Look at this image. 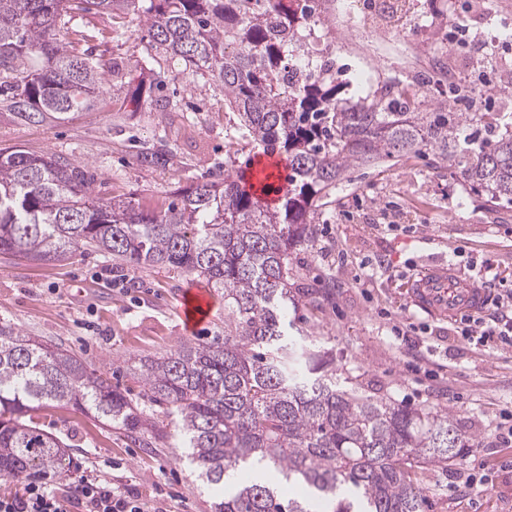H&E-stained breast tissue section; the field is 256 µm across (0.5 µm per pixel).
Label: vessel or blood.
<instances>
[{"mask_svg":"<svg viewBox=\"0 0 512 512\" xmlns=\"http://www.w3.org/2000/svg\"><path fill=\"white\" fill-rule=\"evenodd\" d=\"M409 300L419 310L440 319L479 315L487 307V292L475 279L441 264L417 269L406 285ZM211 302L201 288L190 289L180 299L187 331H195L208 318Z\"/></svg>","mask_w":512,"mask_h":512,"instance_id":"obj_1","label":"vessel or blood"}]
</instances>
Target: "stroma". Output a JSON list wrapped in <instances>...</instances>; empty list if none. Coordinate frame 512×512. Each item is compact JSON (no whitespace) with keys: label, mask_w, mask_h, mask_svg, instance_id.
Masks as SVG:
<instances>
[{"label":"stroma","mask_w":512,"mask_h":512,"mask_svg":"<svg viewBox=\"0 0 512 512\" xmlns=\"http://www.w3.org/2000/svg\"><path fill=\"white\" fill-rule=\"evenodd\" d=\"M415 10L390 38L373 42L352 30L341 12L325 20L338 40L336 60L347 71L343 95L357 99L388 80L423 78L428 101L448 91V81L429 67L452 59L462 83L480 41L494 58L493 86L512 81V0H413ZM86 35L80 51L108 65L153 61L144 52V16L94 11L77 13ZM164 95L176 112L133 107L124 90L104 81L91 109L49 124H20L0 115V147L18 145L92 165L104 195L146 205L166 204L175 189L224 167V90L180 78ZM166 139L173 165L143 169L139 146ZM316 221L313 245L293 249L291 263L301 287L319 290L320 309H289L288 317L328 351L337 369L369 395L409 407L447 409L469 439V454L426 474L424 512H512V470H496L490 486L465 488L461 479L476 459L490 453L501 410L512 405V348H473L454 321L433 319L410 306L403 288L411 269L435 261L467 276L491 267L495 287L512 289V209L492 212L468 187L435 169L428 154L385 159L351 169ZM196 282L184 273L149 267L134 273L88 251L58 263H32L0 254V322L28 336L64 347L107 373L133 400L143 388L123 371L141 357H161L188 337L178 298ZM412 323L424 342L420 356L437 367L434 379L415 381L410 356L391 335L393 325ZM30 416L59 437L75 468L57 481L59 493L85 476L136 488L144 502L163 512H211L217 491L194 482L176 447L177 429L163 424L169 447L142 448L126 435L70 406L40 407Z\"/></svg>","instance_id":"stroma-1"}]
</instances>
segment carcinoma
<instances>
[{
	"label": "carcinoma",
	"instance_id": "carcinoma-1",
	"mask_svg": "<svg viewBox=\"0 0 512 512\" xmlns=\"http://www.w3.org/2000/svg\"><path fill=\"white\" fill-rule=\"evenodd\" d=\"M0 0V103L18 123L61 121L102 93L104 65L74 48L75 11L146 14L144 49L176 61L173 78L224 88L237 136L288 161L278 206L241 171L177 190L167 208L94 191V168L50 153L0 148V253L28 261L76 252L119 268L168 267L224 291V335L188 340L133 363L150 404L172 416L184 458L213 487L214 512H422L424 474L469 448L454 416L376 398L344 385L314 340L290 333L288 309L315 306L292 249L315 241V218L347 170L429 148L491 210L512 205V113L460 112V87L421 111L381 86L341 97L335 37L309 0ZM112 65V85L153 98ZM174 158L165 144L138 153L146 169ZM49 403L87 411L145 448H165L159 423L68 349L0 323V477L63 479L65 446L25 420ZM301 485L285 500L275 479Z\"/></svg>",
	"mask_w": 512,
	"mask_h": 512
}]
</instances>
